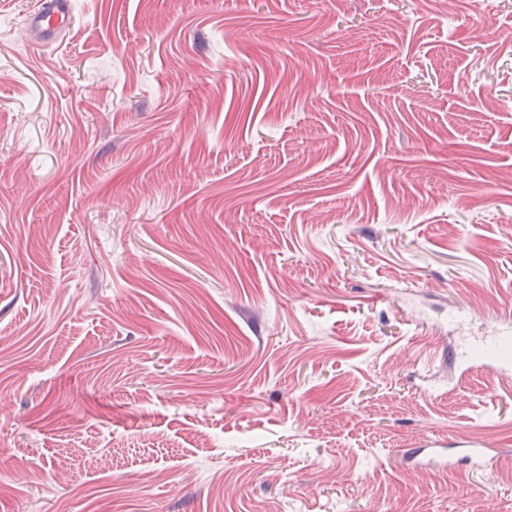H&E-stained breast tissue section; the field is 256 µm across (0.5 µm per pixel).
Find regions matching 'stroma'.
<instances>
[{
  "label": "stroma",
  "instance_id": "1",
  "mask_svg": "<svg viewBox=\"0 0 512 512\" xmlns=\"http://www.w3.org/2000/svg\"><path fill=\"white\" fill-rule=\"evenodd\" d=\"M0 0V512H512V0ZM475 438L491 470H419ZM70 19L69 1L43 0L39 10L26 19V30L32 44L40 49L55 43L58 35L68 29ZM506 327L496 329L486 336H480L471 341L467 350L461 355L462 359L469 361L478 360L480 367H489L496 375L512 371L511 350L501 355L500 352L512 346V333L509 324ZM477 352L489 353L484 358H478ZM448 446V448H447ZM428 448H414L415 457L424 455L432 462L441 460L448 467L469 465L474 469H482L486 462L494 461V450L476 441L462 439L430 438L426 442Z\"/></svg>",
  "mask_w": 512,
  "mask_h": 512
}]
</instances>
